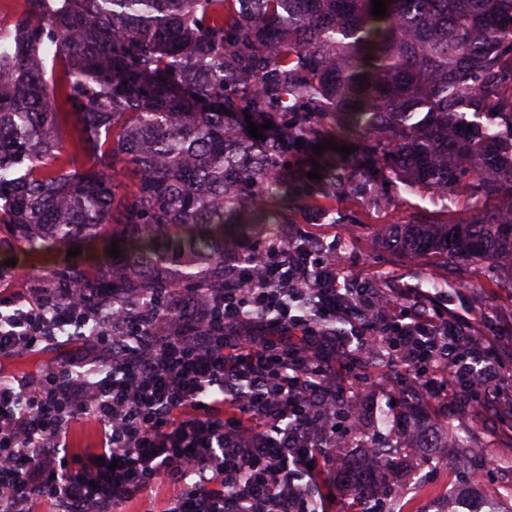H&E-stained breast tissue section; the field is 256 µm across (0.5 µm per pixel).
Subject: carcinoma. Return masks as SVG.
<instances>
[{
  "mask_svg": "<svg viewBox=\"0 0 512 512\" xmlns=\"http://www.w3.org/2000/svg\"><path fill=\"white\" fill-rule=\"evenodd\" d=\"M25 2L0 24V224L28 259L77 238L96 254L58 265L48 287L160 318L175 289L209 303L289 223L273 206L288 155L355 136L356 156L320 155L323 179L301 196L343 192L377 164L407 192L465 193L462 220L391 224L379 242L507 266L512 288V0H392L383 17L372 0ZM227 110L272 127L256 139ZM407 418L416 447L467 461L450 423L418 406ZM404 450L379 445L336 482L385 485Z\"/></svg>",
  "mask_w": 512,
  "mask_h": 512,
  "instance_id": "1",
  "label": "carcinoma"
}]
</instances>
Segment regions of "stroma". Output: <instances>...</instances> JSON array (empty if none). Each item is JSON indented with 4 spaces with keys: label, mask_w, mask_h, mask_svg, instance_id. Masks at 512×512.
Returning a JSON list of instances; mask_svg holds the SVG:
<instances>
[{
    "label": "stroma",
    "mask_w": 512,
    "mask_h": 512,
    "mask_svg": "<svg viewBox=\"0 0 512 512\" xmlns=\"http://www.w3.org/2000/svg\"><path fill=\"white\" fill-rule=\"evenodd\" d=\"M373 182L385 185L392 203L381 206L357 198L299 201L289 204L288 216L295 228L312 231L317 241L333 244L328 259L340 276L361 288H420L430 290L440 282L451 298L450 308L469 318L474 334L493 343L501 352L510 378L498 387L496 403L480 408L464 393L431 399L428 409L434 419L451 421L466 435L478 455L475 470L485 490L505 496L512 492V288L499 287L494 273L476 263L446 265L434 257L409 258L383 248L377 240L380 225L402 221H457L467 214L466 199L447 205L438 197L409 194L387 182V173L375 171ZM14 260L11 287L25 292L46 281L51 264L18 259L15 243L6 226H0V264ZM85 345L80 337L58 334L35 355H0V374L44 372L80 359ZM345 386L362 393L364 401L357 422L372 441L392 436L406 405L402 393H425L423 378L399 366L377 359L347 362L339 370ZM454 458L444 452L427 457L413 468L403 462L394 491L381 495L385 512H445L448 491L462 483Z\"/></svg>",
    "instance_id": "1"
}]
</instances>
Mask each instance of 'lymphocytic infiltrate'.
Returning <instances> with one entry per match:
<instances>
[{
  "mask_svg": "<svg viewBox=\"0 0 512 512\" xmlns=\"http://www.w3.org/2000/svg\"><path fill=\"white\" fill-rule=\"evenodd\" d=\"M273 243L220 307L166 296L168 317L119 321L52 289L0 290V355L35 353L73 331L80 361L0 377V512H117L158 478L179 492L164 512H310L316 463L347 390L329 344L385 340L391 361L429 387L494 402L503 364L462 338L435 297L344 288L332 264ZM347 332H340L339 324ZM91 416L94 453L70 449L72 422Z\"/></svg>",
  "mask_w": 512,
  "mask_h": 512,
  "instance_id": "lymphocytic-infiltrate-1",
  "label": "lymphocytic infiltrate"
}]
</instances>
